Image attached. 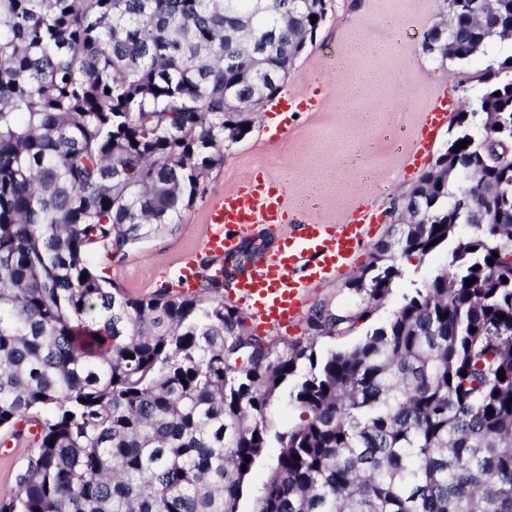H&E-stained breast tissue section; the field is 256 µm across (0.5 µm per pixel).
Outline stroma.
Returning a JSON list of instances; mask_svg holds the SVG:
<instances>
[{
  "label": "stroma",
  "instance_id": "1",
  "mask_svg": "<svg viewBox=\"0 0 512 512\" xmlns=\"http://www.w3.org/2000/svg\"><path fill=\"white\" fill-rule=\"evenodd\" d=\"M441 20L439 0H334L332 13L277 94L281 100H312V107L289 113L282 128L271 106H264L250 132L225 147L223 162L210 170L204 194L178 227L136 244L120 261L96 253L98 270L131 296H152L173 283L182 257L196 252L208 202L263 173L287 185L288 222L304 217L336 224L363 205L382 213L361 264L313 288L297 331L269 332L274 348L282 352L309 345L321 357L364 339L447 262L443 250L422 259L399 258L403 277L372 306L368 319H359L363 297L350 284L391 232L398 207L424 173L410 168L409 154L433 97L444 94L461 104L482 89L483 58L441 62L424 53V33ZM339 310L354 316L352 327L317 334V315ZM33 451L27 440L0 429V497L15 491L16 475Z\"/></svg>",
  "mask_w": 512,
  "mask_h": 512
}]
</instances>
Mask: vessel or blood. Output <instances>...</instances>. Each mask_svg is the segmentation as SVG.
Listing matches in <instances>:
<instances>
[{
	"label": "vessel or blood",
	"mask_w": 512,
	"mask_h": 512,
	"mask_svg": "<svg viewBox=\"0 0 512 512\" xmlns=\"http://www.w3.org/2000/svg\"><path fill=\"white\" fill-rule=\"evenodd\" d=\"M455 109V101L447 96L433 99L411 150L412 167L425 163L438 131ZM287 209L285 187L271 177L255 176L211 203L207 230L198 243L199 251L220 259L234 249V232L282 225L277 248L260 256L256 271L235 283V298L265 328H294L314 284L338 277L359 262L363 240L380 222L375 209L364 207L339 224H288Z\"/></svg>",
	"instance_id": "vessel-or-blood-1"
}]
</instances>
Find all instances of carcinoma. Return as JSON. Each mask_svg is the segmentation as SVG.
<instances>
[{
  "label": "carcinoma",
  "instance_id": "1",
  "mask_svg": "<svg viewBox=\"0 0 512 512\" xmlns=\"http://www.w3.org/2000/svg\"><path fill=\"white\" fill-rule=\"evenodd\" d=\"M489 2L477 19L441 0L439 57L512 37V0ZM329 9L0 0V428L40 427L0 512H241L272 447L264 512H512V56L488 61L361 291L382 301L400 255L447 265L353 347L280 353L216 276L139 298L94 265L181 223ZM285 391L307 417L277 430ZM277 453H278V449H276V448L267 449V454H266L265 460L261 464L255 466L252 469V471L248 477V485H249L251 495L256 494L260 490V488L262 487L264 482L266 481L269 467L271 464H273V462L277 456Z\"/></svg>",
  "mask_w": 512,
  "mask_h": 512
}]
</instances>
